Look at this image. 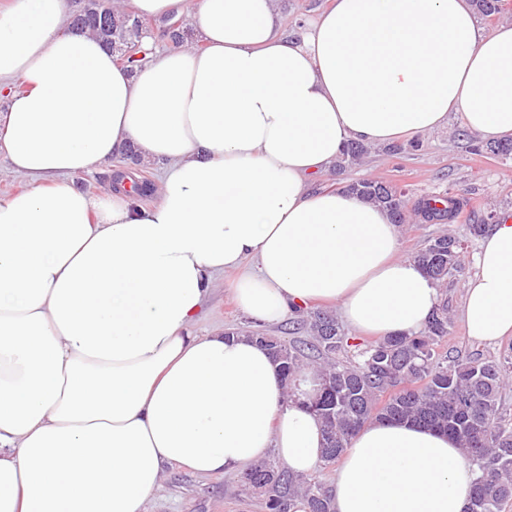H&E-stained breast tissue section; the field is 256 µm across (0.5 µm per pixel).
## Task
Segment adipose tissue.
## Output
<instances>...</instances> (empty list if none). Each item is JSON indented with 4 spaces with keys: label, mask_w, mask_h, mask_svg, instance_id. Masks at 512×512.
Returning <instances> with one entry per match:
<instances>
[{
    "label": "adipose tissue",
    "mask_w": 512,
    "mask_h": 512,
    "mask_svg": "<svg viewBox=\"0 0 512 512\" xmlns=\"http://www.w3.org/2000/svg\"><path fill=\"white\" fill-rule=\"evenodd\" d=\"M193 7L198 47L115 62L68 26L67 0L0 9V152L30 182L0 199V512H145L165 466L201 475L269 454L299 474L320 421L287 399L266 349L191 327L215 274L255 261L241 309L275 322L336 305L364 336L418 332L436 284L399 255L382 209L312 178L348 141L445 125L512 136V23L469 0H332L301 37L277 0ZM166 162L159 200L91 196L75 175L127 142ZM461 317L512 338V211L485 233ZM474 472L448 433L367 423L331 488L335 512H464Z\"/></svg>",
    "instance_id": "adipose-tissue-1"
}]
</instances>
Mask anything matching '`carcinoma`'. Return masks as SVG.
Segmentation results:
<instances>
[{"mask_svg":"<svg viewBox=\"0 0 512 512\" xmlns=\"http://www.w3.org/2000/svg\"><path fill=\"white\" fill-rule=\"evenodd\" d=\"M475 11L486 18L502 11V0H472ZM109 17L106 27L96 16ZM72 27L87 30L112 50L116 60L134 69L152 48L137 38L149 28L147 19L122 12L112 0H82L71 14ZM474 154H490L512 162V138L482 142L460 133ZM368 148L361 142L346 144L337 167L357 164ZM344 191L385 209L395 224L410 218L407 194L380 180L359 179ZM465 198L448 191L420 198L414 214L427 224H452ZM462 241L452 234L426 240L414 253L415 261L438 286L463 270ZM292 324L309 336L288 343L263 331L230 329L227 337L244 336L265 347L275 362L288 394L304 396L303 405L320 420L325 444L322 462L332 465L342 457L350 440L366 423L409 422L435 428L455 437L474 471L468 491L467 512H505L512 504V418L503 410L502 391L512 378V345L489 358H460L442 354L438 347L448 337L450 322L445 299L417 334H393L372 342L357 341L345 333L328 311H292ZM319 363L313 386H295L304 367ZM243 490L261 499L267 512H334L327 487L304 481L269 458L240 476Z\"/></svg>","mask_w":512,"mask_h":512,"instance_id":"cac0c4a2","label":"carcinoma"}]
</instances>
